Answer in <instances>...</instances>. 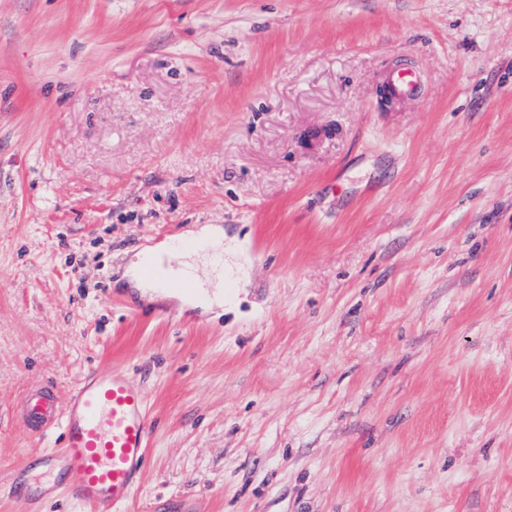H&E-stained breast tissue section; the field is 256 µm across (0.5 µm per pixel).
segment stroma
I'll use <instances>...</instances> for the list:
<instances>
[{"mask_svg": "<svg viewBox=\"0 0 512 512\" xmlns=\"http://www.w3.org/2000/svg\"><path fill=\"white\" fill-rule=\"evenodd\" d=\"M207 231L223 297L134 278ZM92 366L125 512H512V0H0V512ZM169 251L183 255H187L195 251L209 252L212 255L213 262L216 266L221 269H223L224 266V251H214L207 242L194 238L185 237L172 240L169 243Z\"/></svg>", "mask_w": 512, "mask_h": 512, "instance_id": "stroma-1", "label": "stroma"}]
</instances>
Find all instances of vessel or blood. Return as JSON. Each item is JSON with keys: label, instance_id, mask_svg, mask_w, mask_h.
<instances>
[{"label": "vessel or blood", "instance_id": "b4317fda", "mask_svg": "<svg viewBox=\"0 0 512 512\" xmlns=\"http://www.w3.org/2000/svg\"><path fill=\"white\" fill-rule=\"evenodd\" d=\"M169 249L208 251L216 266L224 264L223 252L194 238L172 240ZM20 414L34 436L54 439L52 449L27 460L54 477L33 501L61 495L85 512H123L137 490L151 428L146 394L124 371L87 369L63 402L52 389L30 390Z\"/></svg>", "mask_w": 512, "mask_h": 512}]
</instances>
